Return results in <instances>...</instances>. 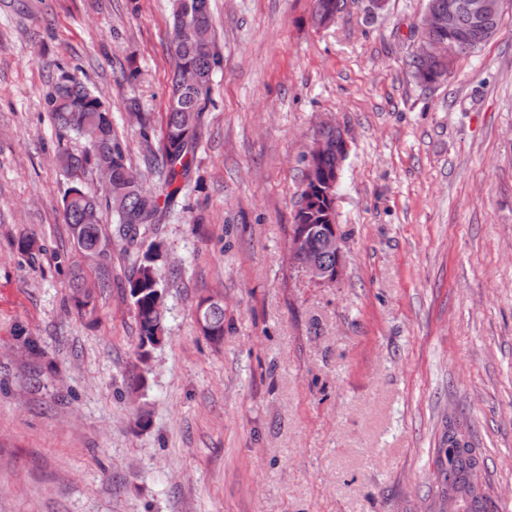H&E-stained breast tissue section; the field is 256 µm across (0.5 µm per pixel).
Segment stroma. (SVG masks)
Here are the masks:
<instances>
[{"mask_svg": "<svg viewBox=\"0 0 512 512\" xmlns=\"http://www.w3.org/2000/svg\"><path fill=\"white\" fill-rule=\"evenodd\" d=\"M425 4L347 0L320 29L312 0H211L215 105L143 234L164 244L166 325L144 365L120 244L94 314L70 300L54 156L87 143L56 136L44 96L57 61L79 64L154 186L139 123L165 116L172 2L0 0V512H429L452 414L512 512V8L425 86L408 67ZM324 120L349 131L331 286L288 252ZM215 295L216 346L196 322ZM218 299H209L201 304V309L205 308L210 302L217 301ZM200 305L197 308V321L203 320L204 322L209 321L214 325V328L218 329L217 335L207 336L211 334L210 328L204 325L203 322L199 324L201 332L207 339L214 344H219L224 336V305L217 301L208 308L200 311Z\"/></svg>", "mask_w": 512, "mask_h": 512, "instance_id": "1", "label": "stroma"}]
</instances>
